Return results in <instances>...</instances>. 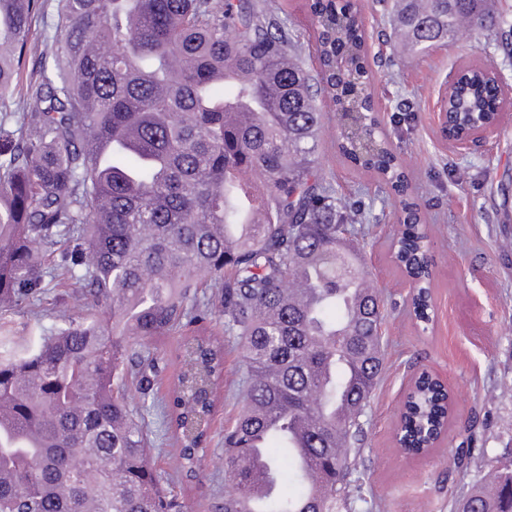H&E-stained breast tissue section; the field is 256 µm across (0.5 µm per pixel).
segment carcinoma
<instances>
[{
    "label": "carcinoma",
    "instance_id": "obj_1",
    "mask_svg": "<svg viewBox=\"0 0 512 512\" xmlns=\"http://www.w3.org/2000/svg\"><path fill=\"white\" fill-rule=\"evenodd\" d=\"M490 2L394 0L392 38L415 55L464 34L511 38ZM47 5L0 0V309L75 281L84 299L112 310L80 320L59 311L62 326L38 330L23 349L0 328V512H181L150 452L175 439L182 473L197 477L204 416L224 380V341L199 326L216 316L224 334L243 337L245 372L242 411L224 429L230 476L213 509L247 512L250 490L270 473L276 491L260 512H336L382 370L383 315L376 292L354 304L368 274L354 245L361 207L338 197L318 166L319 99L338 112L355 105L375 149L362 155L344 139L342 153L402 197L397 265L418 282L430 265L408 176L375 136L362 17L313 0L314 72L288 19L260 0H58L49 49L23 83L31 25ZM487 68L459 67L444 100L449 133L502 111L508 93ZM17 93L20 112L11 110ZM241 175L262 198L249 222L228 197H241ZM300 279L309 301L285 292ZM190 326L186 369L160 399L159 359L143 342ZM447 398L421 381L400 442L428 444ZM310 419L317 490L293 441ZM256 448L261 471L243 464ZM279 456L292 465V494ZM494 477L495 495L475 487L453 512H512V459Z\"/></svg>",
    "mask_w": 512,
    "mask_h": 512
}]
</instances>
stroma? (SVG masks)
<instances>
[{
	"instance_id": "35a3bbf8",
	"label": "stroma",
	"mask_w": 512,
	"mask_h": 512,
	"mask_svg": "<svg viewBox=\"0 0 512 512\" xmlns=\"http://www.w3.org/2000/svg\"><path fill=\"white\" fill-rule=\"evenodd\" d=\"M273 2L306 43V63L316 66L311 0ZM351 2L373 45L368 72L380 119L376 135L391 141L403 161L427 226L432 309L429 321L415 316L409 282L391 257L400 198L379 191L375 173L340 153L335 108L322 101L318 161L342 197L362 204L368 233L360 249L384 303V371L362 417L361 467L344 512H452L456 498L486 485L499 460L512 454V115L464 151L442 137L438 115L450 69L477 56L512 85V50L484 35L411 55L390 41L389 19L373 0ZM79 294L74 284L49 289L41 303L1 313L0 324L20 337L39 325L54 327L56 309L85 314ZM424 368L447 384L454 410L440 446L410 458L396 442L399 410L411 378ZM243 370L237 338H225L224 382L203 466L197 478L174 486L187 512H209L224 492V429L242 407ZM462 446L470 456L458 470L452 457Z\"/></svg>"
}]
</instances>
